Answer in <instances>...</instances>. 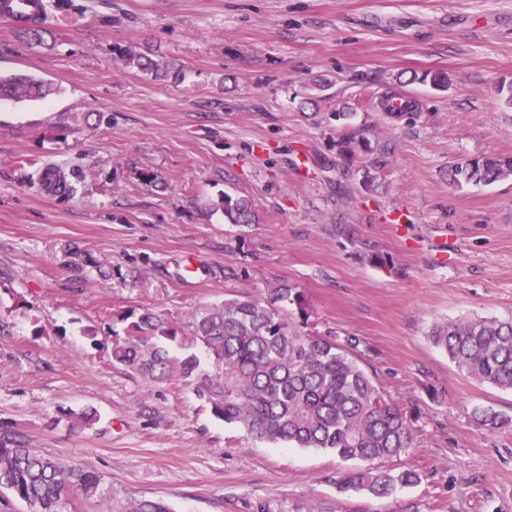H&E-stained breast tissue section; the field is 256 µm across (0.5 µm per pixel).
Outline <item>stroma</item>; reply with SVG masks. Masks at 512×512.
I'll return each instance as SVG.
<instances>
[{
	"instance_id": "35a3bbf8",
	"label": "stroma",
	"mask_w": 512,
	"mask_h": 512,
	"mask_svg": "<svg viewBox=\"0 0 512 512\" xmlns=\"http://www.w3.org/2000/svg\"><path fill=\"white\" fill-rule=\"evenodd\" d=\"M41 44L0 23V71L50 80L0 101V432L101 477L71 512H512V391L432 345L436 323L512 316V177L451 165L512 157V0H52ZM153 45L185 78L123 67ZM441 72L440 91L419 75ZM394 90L419 103L396 120ZM350 113L349 123L336 121ZM350 136L349 151L339 142ZM73 185L46 194L44 166ZM246 196L255 221L213 208ZM388 260L372 263V255ZM301 288L308 324L355 338L411 420L389 499L340 492L346 465L217 419L189 384L114 363L125 318L187 326L197 307ZM92 410L96 421L76 424ZM453 182L462 185H487L501 178L512 176V157H484L468 160L452 169Z\"/></svg>"
}]
</instances>
